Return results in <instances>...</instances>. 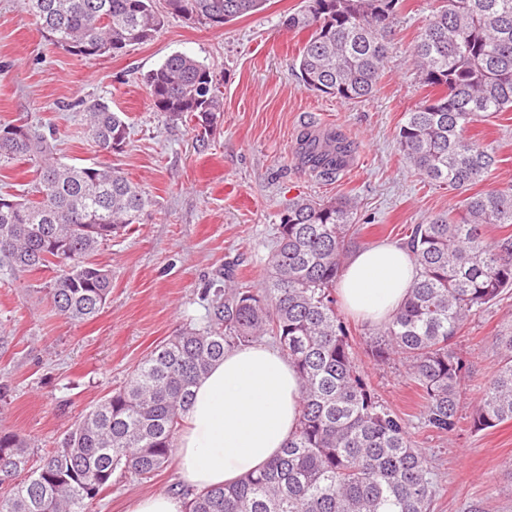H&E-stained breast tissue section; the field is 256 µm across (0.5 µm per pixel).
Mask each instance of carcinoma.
Here are the masks:
<instances>
[{"label": "carcinoma", "instance_id": "cac0c4a2", "mask_svg": "<svg viewBox=\"0 0 512 512\" xmlns=\"http://www.w3.org/2000/svg\"><path fill=\"white\" fill-rule=\"evenodd\" d=\"M265 0H22L56 47L84 58L144 44L167 15L205 27L260 10ZM411 49L416 80L435 94L406 113L398 149L423 178L448 186L460 205L412 228L407 246L418 277L400 311L371 339L377 363L399 361L423 393V420L452 432L464 378L455 339L463 325L512 289V184L468 193L495 163L493 148L467 135L471 123L512 112V0H437ZM400 0H308L288 27L309 30L298 73L310 91L350 101L372 95L385 68ZM153 105L174 120L209 125L223 111L210 67L170 55L144 75ZM100 152L118 153L128 125L102 101L87 107ZM305 163L321 178L346 165L350 144L331 133L301 137ZM37 164L31 195L0 194V261L54 273L49 294L64 318L96 317L112 292L99 247L143 220L154 205L123 171L68 165L49 137L28 125L0 143V165ZM357 202L295 198L280 216L261 288L235 283L213 294L203 327L156 346L129 381L88 411L57 448L30 466L31 444L0 431V512H88L119 470L149 479L166 469L193 387L236 346L266 337L296 366L301 419L262 471L229 486L181 490L184 512H431L438 487L409 424L380 403L336 311V284L360 247ZM501 359L473 416L477 431L512 420V328L497 338Z\"/></svg>", "mask_w": 512, "mask_h": 512}]
</instances>
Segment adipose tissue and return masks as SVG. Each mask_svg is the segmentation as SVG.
<instances>
[{
    "label": "adipose tissue",
    "mask_w": 512,
    "mask_h": 512,
    "mask_svg": "<svg viewBox=\"0 0 512 512\" xmlns=\"http://www.w3.org/2000/svg\"><path fill=\"white\" fill-rule=\"evenodd\" d=\"M417 275L409 250L380 242L347 260L336 295L345 313L381 325L403 306ZM300 383L278 349L225 351L194 387L175 459L187 487L229 484L262 470L299 427Z\"/></svg>",
    "instance_id": "obj_1"
}]
</instances>
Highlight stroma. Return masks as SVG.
I'll list each match as a JSON object with an SVG mask.
<instances>
[{
    "instance_id": "stroma-1",
    "label": "stroma",
    "mask_w": 512,
    "mask_h": 512,
    "mask_svg": "<svg viewBox=\"0 0 512 512\" xmlns=\"http://www.w3.org/2000/svg\"><path fill=\"white\" fill-rule=\"evenodd\" d=\"M305 0H267L258 12L221 27L168 18L153 40L118 56L84 59L56 48L21 0H0V125L55 129V156L77 165L108 161L154 200L143 223L101 246L95 263L112 273V294L94 319L72 323L54 308L52 274L0 267V429L22 433L35 454L56 447L90 408L122 386L162 341L209 319L224 266L260 287L289 199H356L363 245L406 242L413 225L455 207L459 194L424 181L403 159L396 133L429 91L414 79L410 47L435 0H402L394 49L365 100L307 90L297 76L307 31L289 28ZM203 61L224 110L207 128L156 111L143 76L171 54ZM100 100L129 125L122 152L105 157L92 141L83 103ZM342 134L352 144L343 172L316 180L300 137ZM470 134L492 144L496 162L478 190L512 183V112L474 122ZM375 395L410 426L441 479L432 512H512V422L472 427L481 389L497 367V338L512 327V291L472 317L457 348L466 364L459 422L450 433L425 427L420 388L399 362L376 364L366 322L346 318ZM176 466L150 480L114 473L90 512H126L139 496L178 494Z\"/></svg>"
}]
</instances>
